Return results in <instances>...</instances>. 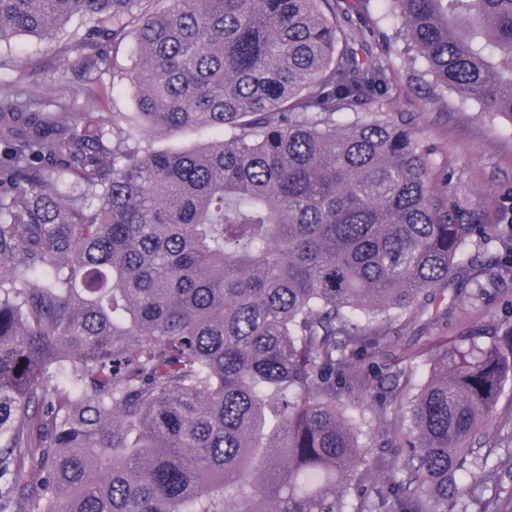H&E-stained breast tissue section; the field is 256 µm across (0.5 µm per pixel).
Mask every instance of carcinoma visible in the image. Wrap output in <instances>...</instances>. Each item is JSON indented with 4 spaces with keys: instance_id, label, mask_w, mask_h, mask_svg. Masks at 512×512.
<instances>
[{
    "instance_id": "obj_1",
    "label": "carcinoma",
    "mask_w": 512,
    "mask_h": 512,
    "mask_svg": "<svg viewBox=\"0 0 512 512\" xmlns=\"http://www.w3.org/2000/svg\"><path fill=\"white\" fill-rule=\"evenodd\" d=\"M75 16L80 67L130 77L136 111L100 117L91 80L79 106L0 97V512L512 504V425L488 427L512 323L427 337L420 386L376 360L458 267L473 304L512 281V224L386 110L400 49L512 121V0H0V43ZM196 128L223 138L135 137ZM388 377L397 453L372 458L342 396ZM144 137L150 138L153 146L157 149H185L220 138V134L216 131L200 133L187 131L178 134L148 132Z\"/></svg>"
}]
</instances>
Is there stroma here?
<instances>
[{"label": "stroma", "instance_id": "1", "mask_svg": "<svg viewBox=\"0 0 512 512\" xmlns=\"http://www.w3.org/2000/svg\"><path fill=\"white\" fill-rule=\"evenodd\" d=\"M12 58L0 67V94L18 89L47 90L54 74L69 77L71 92H79L88 79L79 67L75 53L57 52L54 46L29 35L11 39ZM397 80L390 107L396 112H415L418 128L437 149L441 163L454 169L471 190L473 203L500 214L512 207V123L490 118L481 104L460 103L453 94L434 98L416 83L410 82L403 57H395ZM446 334L460 339L473 334L487 335L502 323H512V286L505 295L490 296L485 303L472 305L459 302L451 306ZM430 314L412 311L404 315L398 326L397 340L384 351L383 360H391L401 348L414 351L406 367L414 384L428 380L433 360L422 351L428 336L434 335Z\"/></svg>", "mask_w": 512, "mask_h": 512}]
</instances>
